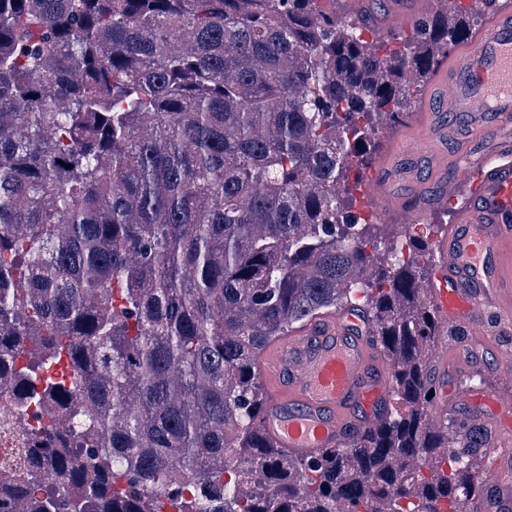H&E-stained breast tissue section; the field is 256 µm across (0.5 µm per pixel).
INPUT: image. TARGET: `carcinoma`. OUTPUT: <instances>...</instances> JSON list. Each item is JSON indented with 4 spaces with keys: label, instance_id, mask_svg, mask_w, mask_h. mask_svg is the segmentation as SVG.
Wrapping results in <instances>:
<instances>
[{
    "label": "carcinoma",
    "instance_id": "1",
    "mask_svg": "<svg viewBox=\"0 0 512 512\" xmlns=\"http://www.w3.org/2000/svg\"><path fill=\"white\" fill-rule=\"evenodd\" d=\"M452 10L373 43L314 0H0V375L31 442L0 512H469L483 434L428 424V245L382 249L348 196L407 72L470 36ZM357 293L399 407L290 457L253 356Z\"/></svg>",
    "mask_w": 512,
    "mask_h": 512
}]
</instances>
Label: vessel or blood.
<instances>
[{
    "instance_id": "b4317fda",
    "label": "vessel or blood",
    "mask_w": 512,
    "mask_h": 512,
    "mask_svg": "<svg viewBox=\"0 0 512 512\" xmlns=\"http://www.w3.org/2000/svg\"><path fill=\"white\" fill-rule=\"evenodd\" d=\"M444 0H393L383 30L410 25L418 16L443 7ZM321 11L364 22L365 0H318ZM440 110L463 119L468 130L494 125L497 149H474L464 138L463 155L440 201L463 198L454 224L433 244L434 263L423 280L425 301L441 323L485 335L489 317L512 320V13L494 8L485 30L456 46L439 69ZM439 110V111H440ZM437 113V112H436ZM436 113L422 110L405 142H434ZM362 198L384 221L418 222L422 201L405 205L390 178L366 175ZM371 319L352 309L325 311L268 341L255 356L256 373L266 388L263 429L274 446L307 456L339 447L358 427L379 421L390 395L386 370L377 366ZM432 419L448 422L454 405L448 384V354L435 352ZM475 416L493 424L512 441V399L476 389L465 397ZM490 494L478 512H512V457L501 456L483 477Z\"/></svg>"
}]
</instances>
